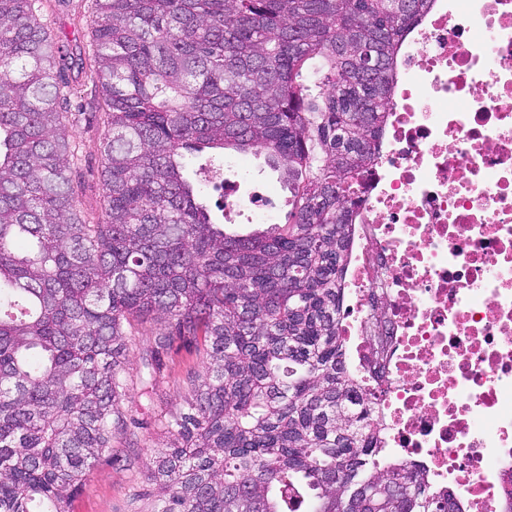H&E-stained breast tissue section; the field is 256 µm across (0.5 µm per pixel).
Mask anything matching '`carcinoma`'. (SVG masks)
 <instances>
[{
  "instance_id": "cac0c4a2",
  "label": "carcinoma",
  "mask_w": 512,
  "mask_h": 512,
  "mask_svg": "<svg viewBox=\"0 0 512 512\" xmlns=\"http://www.w3.org/2000/svg\"><path fill=\"white\" fill-rule=\"evenodd\" d=\"M45 0H0V512H72L127 425L128 329L196 344L189 411L151 449L153 512H462L385 469L339 336L351 217L401 40L431 0H92L104 215L78 209ZM263 152L287 220L212 222L186 154Z\"/></svg>"
}]
</instances>
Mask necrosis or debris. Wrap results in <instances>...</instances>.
<instances>
[{
    "mask_svg": "<svg viewBox=\"0 0 512 512\" xmlns=\"http://www.w3.org/2000/svg\"><path fill=\"white\" fill-rule=\"evenodd\" d=\"M272 197L224 183V211ZM342 280L339 336L382 466L409 458L465 512L512 470V0H432L402 42Z\"/></svg>",
    "mask_w": 512,
    "mask_h": 512,
    "instance_id": "1",
    "label": "necrosis or debris"
}]
</instances>
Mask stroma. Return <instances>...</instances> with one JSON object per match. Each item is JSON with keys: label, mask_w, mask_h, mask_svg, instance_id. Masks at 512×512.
<instances>
[{"label": "stroma", "mask_w": 512, "mask_h": 512, "mask_svg": "<svg viewBox=\"0 0 512 512\" xmlns=\"http://www.w3.org/2000/svg\"><path fill=\"white\" fill-rule=\"evenodd\" d=\"M50 15L59 39L70 45L76 59L70 72L72 83L89 84L90 0H52ZM104 112V107L98 105L83 106L77 126L80 152L72 169L74 179L82 186L80 206L94 219L101 217L103 208L100 143L107 130ZM228 161L244 166L242 191L264 188L279 198H287V191L263 154L232 155ZM133 335L126 350L128 427L113 437L111 454L87 471L73 502L74 512H152L153 499L145 477L149 451L165 444L170 416L187 412L189 380L203 371V353L195 344L178 340L160 351L158 378L149 380L142 358L154 345V327L149 323L135 326Z\"/></svg>", "instance_id": "1"}]
</instances>
